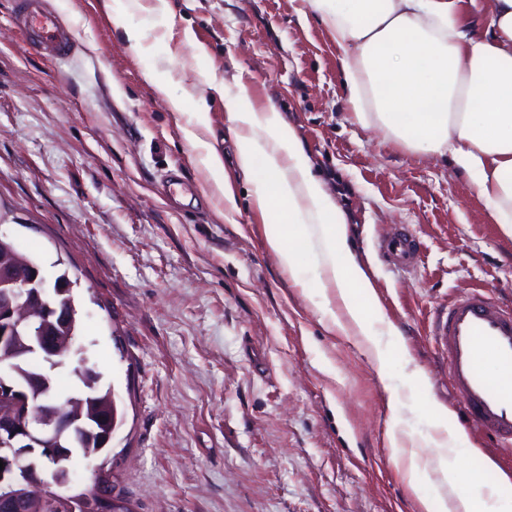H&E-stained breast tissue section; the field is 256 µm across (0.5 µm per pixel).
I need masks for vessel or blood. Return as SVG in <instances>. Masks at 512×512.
Segmentation results:
<instances>
[{"label":"vessel or blood","mask_w":512,"mask_h":512,"mask_svg":"<svg viewBox=\"0 0 512 512\" xmlns=\"http://www.w3.org/2000/svg\"><path fill=\"white\" fill-rule=\"evenodd\" d=\"M20 28L46 53L67 56L78 48L74 32L60 23L45 0H13ZM387 260L410 268L421 260V246L408 228L383 244ZM433 334L448 366V379L461 413L497 445L512 451V310L473 290L452 297L438 316Z\"/></svg>","instance_id":"vessel-or-blood-1"}]
</instances>
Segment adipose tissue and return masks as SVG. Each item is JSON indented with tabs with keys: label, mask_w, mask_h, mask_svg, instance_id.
I'll list each match as a JSON object with an SVG mask.
<instances>
[{
	"label": "adipose tissue",
	"mask_w": 512,
	"mask_h": 512,
	"mask_svg": "<svg viewBox=\"0 0 512 512\" xmlns=\"http://www.w3.org/2000/svg\"><path fill=\"white\" fill-rule=\"evenodd\" d=\"M462 0H312L335 32L348 103L357 119L408 150L452 158L475 185L490 216L512 238V0H493L483 22L462 23ZM234 121L261 129L264 144L242 138L240 170L274 184L257 191V209L288 205V222L312 256L322 289L332 290L322 311L342 333L360 338L377 362L386 343H400L393 324L376 328L362 298H374L371 280L350 246L344 215L312 174L300 139L275 111L234 113ZM425 437L434 457H423L413 432L394 425L392 459L410 487L419 473L436 477L434 495L419 496L420 512H512L503 496L512 476L498 482H462L467 458L477 455L464 431L435 407Z\"/></svg>",
	"instance_id": "1"
}]
</instances>
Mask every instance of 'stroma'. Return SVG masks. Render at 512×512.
I'll list each match as a JSON object with an SVG mask.
<instances>
[{
    "instance_id": "35a3bbf8",
    "label": "stroma",
    "mask_w": 512,
    "mask_h": 512,
    "mask_svg": "<svg viewBox=\"0 0 512 512\" xmlns=\"http://www.w3.org/2000/svg\"><path fill=\"white\" fill-rule=\"evenodd\" d=\"M11 2L0 0V231L47 279L77 282L82 352L118 409L99 461L132 512H418L387 433L426 431L438 405L483 453L474 478L512 476V458L457 414L428 329L476 285L512 303V239L451 159L355 120L336 36L310 0H48L80 46L55 61L25 48ZM149 70L185 111L168 110ZM249 108L281 113L342 208L377 308L403 334L386 371L330 329L313 274L297 283L280 268L268 240L286 234L288 206L255 209L258 184L238 171L230 115ZM189 130L219 149L222 171ZM401 225L423 243L410 269L379 252ZM415 371L424 386L408 387Z\"/></svg>"
}]
</instances>
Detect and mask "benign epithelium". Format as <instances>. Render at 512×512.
<instances>
[{
  "mask_svg": "<svg viewBox=\"0 0 512 512\" xmlns=\"http://www.w3.org/2000/svg\"><path fill=\"white\" fill-rule=\"evenodd\" d=\"M37 284H11V273L0 270V351L13 358V364L0 368V401L10 404L6 414L0 413V504L24 500L28 490L44 488L53 491L59 510L73 508L68 495L75 483L71 469V445L78 434L91 439L96 429H80L77 423L66 416L52 401L45 400L36 412H30L28 390L45 391L50 387L49 374L29 377L28 389L16 385L17 362L25 358L38 357L54 362V354L46 343V337L34 336L28 349L15 350L16 341L23 328L22 320L16 316L18 307L44 312L55 329L65 319L59 312L56 299L66 286L62 282L49 285L41 270L35 271Z\"/></svg>",
  "mask_w": 512,
  "mask_h": 512,
  "instance_id": "benign-epithelium-1",
  "label": "benign epithelium"
}]
</instances>
